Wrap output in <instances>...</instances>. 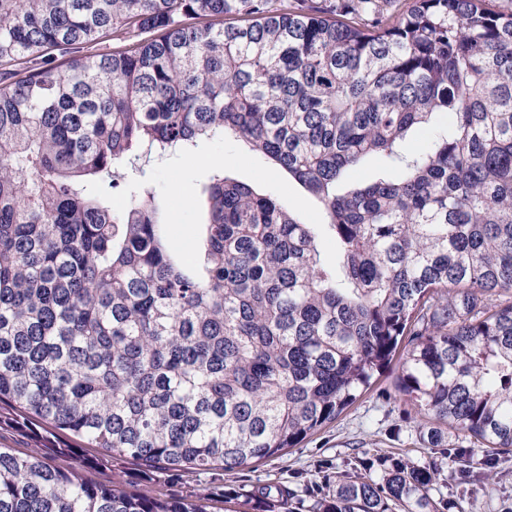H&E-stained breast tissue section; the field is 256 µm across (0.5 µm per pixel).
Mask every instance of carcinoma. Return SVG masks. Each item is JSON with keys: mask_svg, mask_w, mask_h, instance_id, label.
<instances>
[{"mask_svg": "<svg viewBox=\"0 0 512 512\" xmlns=\"http://www.w3.org/2000/svg\"><path fill=\"white\" fill-rule=\"evenodd\" d=\"M492 2L0 0V430L34 443L0 447V512H209L205 493L86 472L230 475L280 456L401 343L420 444L497 475L512 453V8ZM106 34L122 46L92 51ZM442 113L448 131L402 154ZM226 136L325 222L219 170L193 273L151 192L117 214L100 188ZM373 155L400 174L336 192ZM78 448L94 453L59 464ZM440 468L359 457L313 512H447Z\"/></svg>", "mask_w": 512, "mask_h": 512, "instance_id": "carcinoma-1", "label": "carcinoma"}]
</instances>
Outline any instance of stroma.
Returning a JSON list of instances; mask_svg holds the SVG:
<instances>
[{
    "mask_svg": "<svg viewBox=\"0 0 512 512\" xmlns=\"http://www.w3.org/2000/svg\"><path fill=\"white\" fill-rule=\"evenodd\" d=\"M218 167L226 176L277 199L300 222L322 223V208L314 196L286 172L271 167L231 138L203 140L191 153L139 163L124 183L114 189L103 188L102 193L113 210L120 212L133 191L151 190L169 246L175 254L191 255L199 266L203 263L202 226L208 218L204 189ZM398 374V364H391L375 386L336 422L284 455L251 463L232 475L211 471L164 479L156 488L181 495L219 485L229 512H264V488L276 485L298 490L310 482L324 487L358 455H400L423 464L432 451L422 447L415 436L407 406L396 389ZM464 471V463L444 462L436 484L444 498L466 497L468 512H512V455L502 458L493 480L465 488L460 483Z\"/></svg>",
    "mask_w": 512,
    "mask_h": 512,
    "instance_id": "obj_1",
    "label": "stroma"
}]
</instances>
